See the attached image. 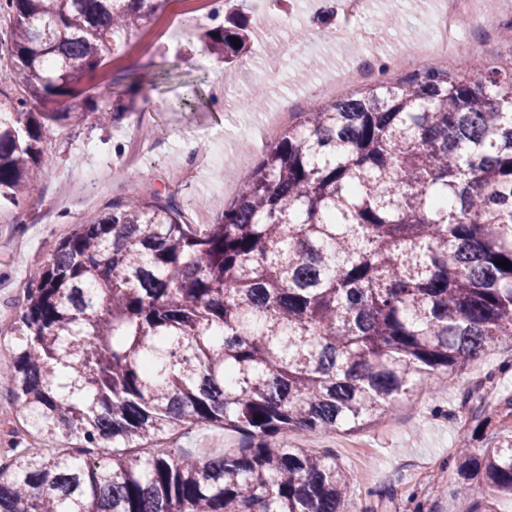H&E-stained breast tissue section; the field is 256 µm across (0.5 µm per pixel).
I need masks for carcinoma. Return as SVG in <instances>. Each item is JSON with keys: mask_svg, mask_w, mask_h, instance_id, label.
<instances>
[{"mask_svg": "<svg viewBox=\"0 0 512 512\" xmlns=\"http://www.w3.org/2000/svg\"><path fill=\"white\" fill-rule=\"evenodd\" d=\"M0 0V201L48 166L71 122L123 119L135 96L75 97L166 0ZM240 41L235 47L231 38ZM246 26L202 51L243 60ZM512 65L485 82L422 65L311 112L266 145L215 224H185L157 192L94 214L23 289L0 384L30 441L0 458V512H343L351 479L288 433L345 431L417 385L512 342ZM199 425L235 454L125 459ZM457 497L512 498V440L443 464Z\"/></svg>", "mask_w": 512, "mask_h": 512, "instance_id": "obj_1", "label": "carcinoma"}]
</instances>
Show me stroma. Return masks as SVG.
<instances>
[{
	"mask_svg": "<svg viewBox=\"0 0 512 512\" xmlns=\"http://www.w3.org/2000/svg\"><path fill=\"white\" fill-rule=\"evenodd\" d=\"M187 6V0H168L143 31L152 40L148 52L138 53L134 44H126L107 59L96 78H82L79 88L96 95L107 85L120 89L141 81L144 73L169 68L175 69V77L146 87V101L137 102L118 126L83 123L62 130L46 146L47 176L19 204H0L1 319L12 320L26 281L61 238L89 215L136 198L142 185L173 197L185 223H216L260 161L267 111L296 113L324 106L327 100L317 88L336 67L366 57L385 63L397 49L431 40L439 0H373L360 22L363 36L340 41L321 19V0H286L275 8L267 0H249L253 51L230 71L202 53L196 33L211 20L185 17ZM511 21L509 12L491 15L479 32L468 21L459 23L457 40L483 45L482 60L466 67V76L484 78L490 59L512 58V42L499 36ZM217 77L224 83L219 102L212 88ZM188 85L198 88L204 106L169 109V101ZM257 85L264 87L265 98L252 108L245 100ZM142 129L151 133L144 147L135 139ZM191 136L198 146L184 151L181 142ZM510 361L512 344H496L454 380L415 389L377 423L351 433H294L290 439L312 451H333L357 479L365 466L377 473L373 482L358 479L345 512H413L419 502L423 512H469L474 500L487 499V490L477 487L467 499L444 496L438 473L460 444L482 448L512 437V415L498 414L479 433L469 426L470 393H482L492 404L512 396V369L506 367ZM243 444L239 433L209 426L183 429L164 442L165 447L193 452H230Z\"/></svg>",
	"mask_w": 512,
	"mask_h": 512,
	"instance_id": "obj_1",
	"label": "stroma"
}]
</instances>
